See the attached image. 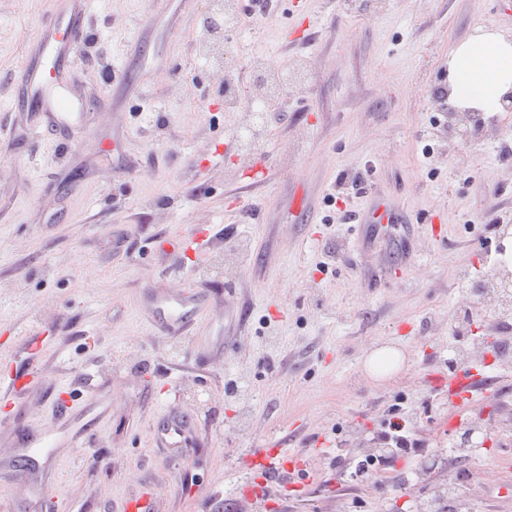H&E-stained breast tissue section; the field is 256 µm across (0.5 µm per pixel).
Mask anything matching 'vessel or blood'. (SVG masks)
<instances>
[{
	"mask_svg": "<svg viewBox=\"0 0 512 512\" xmlns=\"http://www.w3.org/2000/svg\"><path fill=\"white\" fill-rule=\"evenodd\" d=\"M91 0H73L69 10L56 18L54 25L43 31L37 47L29 55L17 73L20 91L47 123L66 126L84 115L82 102L72 93L68 74L75 63L79 44L89 19ZM53 71V80H46V71ZM402 214L382 199L375 200L361 217V224L384 226L401 222ZM203 299L195 293H178L169 299H161L154 311L157 325L166 327L191 322L201 313ZM190 418L176 409L165 412L159 432L160 438L180 437Z\"/></svg>",
	"mask_w": 512,
	"mask_h": 512,
	"instance_id": "1",
	"label": "vessel or blood"
}]
</instances>
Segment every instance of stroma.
I'll list each match as a JSON object with an SVG mask.
<instances>
[{
    "label": "stroma",
    "instance_id": "35a3bbf8",
    "mask_svg": "<svg viewBox=\"0 0 512 512\" xmlns=\"http://www.w3.org/2000/svg\"><path fill=\"white\" fill-rule=\"evenodd\" d=\"M65 2L0 0V374L40 369L0 391V512H123L141 495L147 512H417L446 484L448 512H512V369L480 342L512 346V317L484 319L471 293L508 245L512 112L467 140L437 96L454 44L479 26L512 37V0H276L263 18L238 0L222 70L200 52L208 0H92L95 44L70 75L87 121L53 141L15 77ZM302 60L307 81L259 106L244 152L225 82L248 93L255 63ZM123 66L132 81L110 80ZM375 195L410 214V243L399 228L356 242ZM181 289L206 304L177 338L151 310ZM384 345L401 363L372 375ZM470 370L483 399L449 401ZM398 401L421 448L351 484L338 458L375 447ZM173 404L193 432L163 448ZM474 417L483 446L449 455ZM54 429L81 446L31 449L17 484V440ZM271 441L298 484L248 468Z\"/></svg>",
    "mask_w": 512,
    "mask_h": 512
}]
</instances>
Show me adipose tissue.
I'll return each mask as SVG.
<instances>
[{
    "label": "adipose tissue",
    "instance_id": "1",
    "mask_svg": "<svg viewBox=\"0 0 512 512\" xmlns=\"http://www.w3.org/2000/svg\"><path fill=\"white\" fill-rule=\"evenodd\" d=\"M448 91L460 108L494 117L504 110L502 99L512 92V39L477 29L448 52Z\"/></svg>",
    "mask_w": 512,
    "mask_h": 512
}]
</instances>
